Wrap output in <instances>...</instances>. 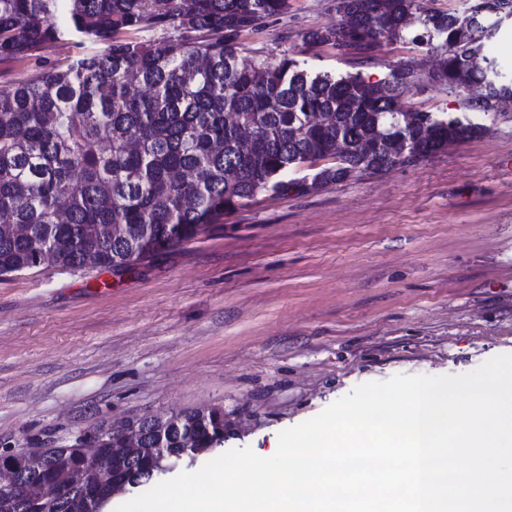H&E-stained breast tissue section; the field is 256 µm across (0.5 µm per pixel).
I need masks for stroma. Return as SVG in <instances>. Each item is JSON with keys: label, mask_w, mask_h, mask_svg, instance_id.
Wrapping results in <instances>:
<instances>
[{"label": "stroma", "mask_w": 512, "mask_h": 512, "mask_svg": "<svg viewBox=\"0 0 512 512\" xmlns=\"http://www.w3.org/2000/svg\"><path fill=\"white\" fill-rule=\"evenodd\" d=\"M335 0H290L241 37L314 71L433 58L409 42L304 43ZM51 40L0 60V86L98 51ZM405 108L460 113L435 85ZM482 134L410 166L309 194L260 193L180 247L114 273L41 267L0 277V453L53 448L116 421L224 412V447L272 455L280 431L355 386L455 375L512 354V105Z\"/></svg>", "instance_id": "obj_1"}]
</instances>
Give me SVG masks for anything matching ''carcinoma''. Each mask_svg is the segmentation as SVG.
Masks as SVG:
<instances>
[{
	"label": "carcinoma",
	"mask_w": 512,
	"mask_h": 512,
	"mask_svg": "<svg viewBox=\"0 0 512 512\" xmlns=\"http://www.w3.org/2000/svg\"><path fill=\"white\" fill-rule=\"evenodd\" d=\"M336 0V23L304 42L375 59L381 41L410 40L436 57L422 78L413 61L376 83L361 73L311 74L287 54L240 59V37L288 11V0H0V59L23 60L51 39L81 36L103 48L64 68L0 88V275L56 266L115 270L174 249L261 192H315L411 165L482 133L479 120L512 103V83L482 54L484 15L512 0H480L468 14L422 0ZM161 28L151 42L132 36ZM463 97L464 112L409 111L422 82ZM344 155L329 153L336 137ZM309 169L301 177L291 173ZM163 434L128 424L147 452L112 459L125 432L101 427L37 460L13 457L26 481L62 488L52 512H104L112 478L140 489L190 446L224 444L216 409L169 415ZM75 472L78 482L71 480ZM0 512H33L0 493Z\"/></svg>",
	"instance_id": "cac0c4a2"
}]
</instances>
